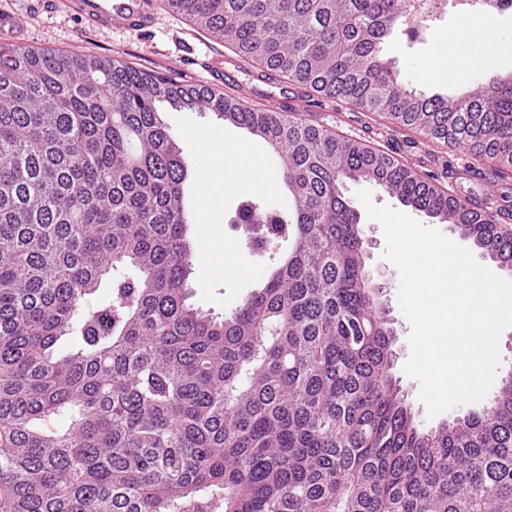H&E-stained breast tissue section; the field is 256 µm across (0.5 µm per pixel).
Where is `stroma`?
Listing matches in <instances>:
<instances>
[{
    "instance_id": "35a3bbf8",
    "label": "stroma",
    "mask_w": 512,
    "mask_h": 512,
    "mask_svg": "<svg viewBox=\"0 0 512 512\" xmlns=\"http://www.w3.org/2000/svg\"><path fill=\"white\" fill-rule=\"evenodd\" d=\"M22 21L24 46L91 56L109 55L118 51L126 62L135 67L164 74L174 68L183 74L197 73V60L206 54L224 49L223 43L209 39L189 22L163 8L159 9L156 23L148 32L118 25L97 30L60 5L50 11L23 16ZM461 21L462 17L457 8L448 7L444 21L428 42L413 41L398 32L385 41L383 52L394 61L410 86L429 94L437 92L453 96L460 92L462 81L477 83L494 72L512 70V50L493 46L487 50L488 64L480 70L448 64L439 75H427L425 64L441 42L453 38ZM314 115L325 126L339 130L349 137L380 145L388 153L409 160L418 169L434 173L443 181L448 178L449 168L464 164L465 156L461 151L451 149L439 156L432 155L424 145L408 143L406 135L390 131L362 113L350 111L331 99L315 107ZM364 225L365 269L374 283L382 287L380 300L388 311L390 326L396 336L391 374L403 389L417 422L423 429L431 430L464 417L469 412L480 410L481 402H470L457 405L435 418H428L426 408L419 399V381L404 371L411 355L410 325L398 303L399 272L383 256L386 241L381 225L371 219L365 220Z\"/></svg>"
}]
</instances>
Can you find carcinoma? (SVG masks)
<instances>
[{
  "mask_svg": "<svg viewBox=\"0 0 512 512\" xmlns=\"http://www.w3.org/2000/svg\"><path fill=\"white\" fill-rule=\"evenodd\" d=\"M406 2L163 5L248 66L511 177L512 74L457 97L404 84L380 45ZM164 104L263 139L288 189L286 212L240 205L247 249L290 248L221 321L188 302L190 170ZM348 181L512 273L511 228L309 109L253 108L118 55L0 46V512H512V385L420 428Z\"/></svg>",
  "mask_w": 512,
  "mask_h": 512,
  "instance_id": "obj_1",
  "label": "carcinoma"
}]
</instances>
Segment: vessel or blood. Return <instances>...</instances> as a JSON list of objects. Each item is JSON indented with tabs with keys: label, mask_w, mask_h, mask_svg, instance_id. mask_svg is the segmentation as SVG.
Returning a JSON list of instances; mask_svg holds the SVG:
<instances>
[{
	"label": "vessel or blood",
	"mask_w": 512,
	"mask_h": 512,
	"mask_svg": "<svg viewBox=\"0 0 512 512\" xmlns=\"http://www.w3.org/2000/svg\"><path fill=\"white\" fill-rule=\"evenodd\" d=\"M53 0H19L18 7L0 10V42L10 44L21 37L22 26L20 17L23 12L35 11L52 4ZM68 9L89 26L104 29L120 24L127 28L146 31L155 24V0H68ZM205 69L207 80L198 81V88L218 90L221 87H234L236 77L233 71L226 68L224 59L214 56L208 59ZM258 83L252 86L248 94L253 102H261L276 110H303L306 97L300 93H281L273 95L269 85L278 81L276 74L267 72L257 76Z\"/></svg>",
	"instance_id": "1"
}]
</instances>
